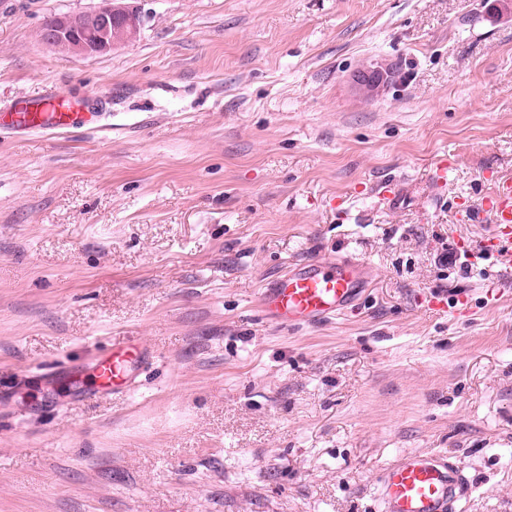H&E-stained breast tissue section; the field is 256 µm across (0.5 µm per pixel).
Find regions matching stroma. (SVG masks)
Returning <instances> with one entry per match:
<instances>
[{"label": "stroma", "instance_id": "1", "mask_svg": "<svg viewBox=\"0 0 512 512\" xmlns=\"http://www.w3.org/2000/svg\"><path fill=\"white\" fill-rule=\"evenodd\" d=\"M129 2L137 40L88 58L36 33L98 0L0 6V112L55 88L98 114L0 138V512H380L411 451L460 468L457 512H512V255L481 211L512 176V0ZM461 237L471 278L439 262ZM347 255L372 275L344 315L257 310ZM123 336L130 392L55 377ZM393 76L392 66L381 61L356 71L352 76V81L362 97L371 99L378 96L388 86Z\"/></svg>", "mask_w": 512, "mask_h": 512}]
</instances>
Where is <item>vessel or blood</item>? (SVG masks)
<instances>
[{
	"instance_id": "b4317fda",
	"label": "vessel or blood",
	"mask_w": 512,
	"mask_h": 512,
	"mask_svg": "<svg viewBox=\"0 0 512 512\" xmlns=\"http://www.w3.org/2000/svg\"><path fill=\"white\" fill-rule=\"evenodd\" d=\"M83 113L59 92L39 98L12 100L0 114V129L19 135L62 129L83 122ZM490 220L485 239L488 253L512 245V178L497 179L494 191L482 201ZM370 278L368 266L339 258L329 263L310 260L290 268L258 296L257 305L268 322L278 326L313 325L347 312ZM144 354L135 337L113 340L96 357L92 369L95 389L122 393L134 381L133 368ZM465 479L458 467L440 455L404 454L379 479L381 512H454L464 494Z\"/></svg>"
}]
</instances>
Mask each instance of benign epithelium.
I'll return each instance as SVG.
<instances>
[{"label":"benign epithelium","instance_id":"benign-epithelium-1","mask_svg":"<svg viewBox=\"0 0 512 512\" xmlns=\"http://www.w3.org/2000/svg\"><path fill=\"white\" fill-rule=\"evenodd\" d=\"M117 20L122 24L119 37L112 33ZM141 27L140 13L125 0H100L90 11L57 16L54 25L43 33L40 43L77 56L95 57L135 41ZM393 76L392 66L381 61L356 71L352 81L362 97L371 99L388 86Z\"/></svg>","mask_w":512,"mask_h":512}]
</instances>
